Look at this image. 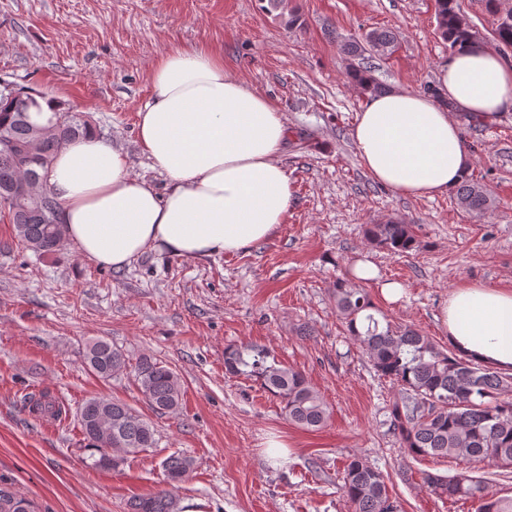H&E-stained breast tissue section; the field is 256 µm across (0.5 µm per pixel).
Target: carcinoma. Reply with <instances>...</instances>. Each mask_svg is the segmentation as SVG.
Masks as SVG:
<instances>
[{
	"label": "carcinoma",
	"mask_w": 512,
	"mask_h": 512,
	"mask_svg": "<svg viewBox=\"0 0 512 512\" xmlns=\"http://www.w3.org/2000/svg\"><path fill=\"white\" fill-rule=\"evenodd\" d=\"M437 29L452 52L475 44V31L460 14L458 0H436ZM496 41L512 47V19L497 20ZM350 57L392 55L398 40L389 30H371L360 39L340 41ZM347 77L359 92L370 96L386 91L367 65L352 68ZM41 92H25L0 86V189L34 180L40 193L21 201H5L14 236L41 255L53 254L63 242L59 203L45 186V175L55 152L66 142L94 130L90 117L78 112H55L48 123L32 120L40 107ZM462 210L481 217L494 210L496 202L474 174H467L453 190ZM367 241L394 254L416 249L414 225L390 220L368 224ZM336 313L349 337L360 344L378 375L400 387V397L391 410V425L401 447L414 459L440 457L468 464L492 462L512 466V374L493 371L469 358L445 349L410 327L394 328L373 314L375 306L364 288L338 278L332 289ZM268 353L253 345L229 347L224 366L232 375L255 377L265 391L283 404L289 421L307 430L322 428L329 419L327 403L305 376L287 366L268 362ZM83 362L101 378H110L129 364L127 356L101 339L86 344ZM140 390L156 411L177 410L182 392L169 367L148 358L135 367ZM63 405L43 394L33 402L32 412L58 417ZM77 421L90 456L88 466L103 469L104 457L112 454L119 464L128 454L155 447L153 426L131 407L102 397L89 398L77 410ZM165 488L133 497L128 512H179L176 492L194 468L193 460L173 453L162 462ZM423 483L439 497L478 503V512H512V497L489 489L487 479L472 469L453 475L424 474ZM341 490L352 512H400L386 477L376 466L353 454L341 472ZM25 496L0 482V512H16L12 504Z\"/></svg>",
	"instance_id": "obj_1"
}]
</instances>
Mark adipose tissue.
I'll return each instance as SVG.
<instances>
[{
    "instance_id": "obj_1",
    "label": "adipose tissue",
    "mask_w": 512,
    "mask_h": 512,
    "mask_svg": "<svg viewBox=\"0 0 512 512\" xmlns=\"http://www.w3.org/2000/svg\"><path fill=\"white\" fill-rule=\"evenodd\" d=\"M438 81L439 100L408 90L369 98L352 131L366 171L404 196L445 193L467 174L456 112L490 121L512 107V66L486 48L456 53ZM150 82L137 138L167 189L132 176L124 149L95 132L67 142L46 174L66 242L119 270L149 251L204 259L267 240L293 202L278 159L291 135L282 112L202 45L162 54ZM442 322L455 349L512 374V290L459 285Z\"/></svg>"
}]
</instances>
